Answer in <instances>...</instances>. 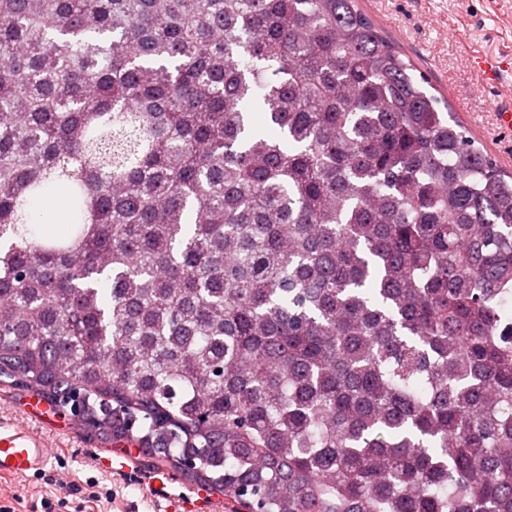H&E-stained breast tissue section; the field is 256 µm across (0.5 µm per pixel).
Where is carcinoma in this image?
Wrapping results in <instances>:
<instances>
[{
  "instance_id": "obj_1",
  "label": "carcinoma",
  "mask_w": 512,
  "mask_h": 512,
  "mask_svg": "<svg viewBox=\"0 0 512 512\" xmlns=\"http://www.w3.org/2000/svg\"><path fill=\"white\" fill-rule=\"evenodd\" d=\"M0 384L233 512H512V172L359 0H0Z\"/></svg>"
}]
</instances>
